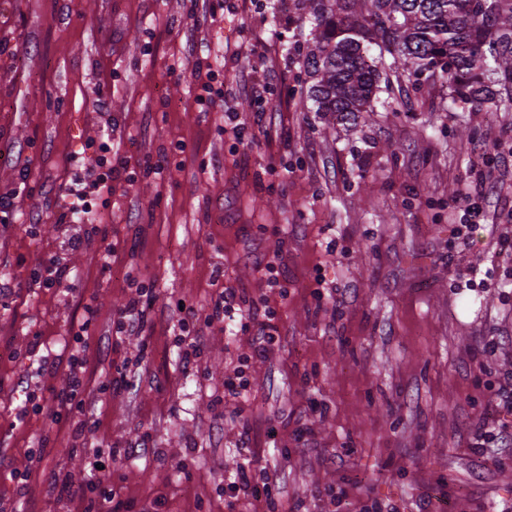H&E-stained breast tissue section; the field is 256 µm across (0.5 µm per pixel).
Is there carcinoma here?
Returning <instances> with one entry per match:
<instances>
[{
  "label": "carcinoma",
  "instance_id": "obj_1",
  "mask_svg": "<svg viewBox=\"0 0 512 512\" xmlns=\"http://www.w3.org/2000/svg\"><path fill=\"white\" fill-rule=\"evenodd\" d=\"M313 23L302 65L324 117L353 121L371 111L380 79L367 60L374 44L412 68L415 81L445 76L464 103L496 94L484 71L512 85V0H301Z\"/></svg>",
  "mask_w": 512,
  "mask_h": 512
}]
</instances>
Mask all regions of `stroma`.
<instances>
[{
  "label": "stroma",
  "mask_w": 512,
  "mask_h": 512,
  "mask_svg": "<svg viewBox=\"0 0 512 512\" xmlns=\"http://www.w3.org/2000/svg\"><path fill=\"white\" fill-rule=\"evenodd\" d=\"M311 30L283 0H0V512H83L60 486L89 477L99 512H512V445L472 450L512 432V109L374 46L390 90L355 127L326 121ZM215 62L220 107L197 98ZM102 146L112 185L71 223ZM469 201L484 218L459 236ZM50 259L70 281L33 282ZM227 288L270 313L263 354L254 325L209 320ZM76 348L87 411L56 419ZM118 369L128 388L104 393ZM243 463L275 472L271 495L229 502Z\"/></svg>",
  "instance_id": "stroma-1"
}]
</instances>
